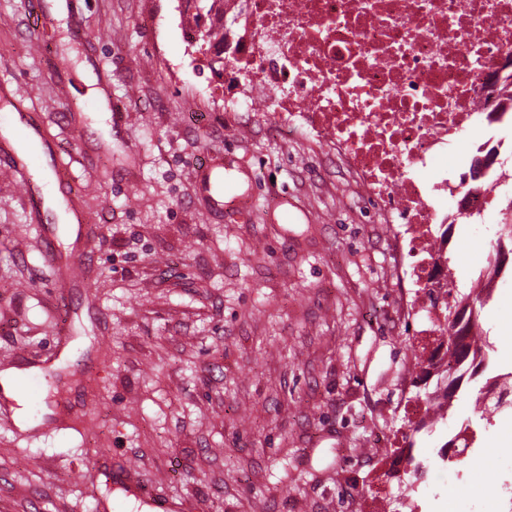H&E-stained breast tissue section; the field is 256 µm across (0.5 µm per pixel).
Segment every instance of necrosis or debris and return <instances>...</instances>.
Returning a JSON list of instances; mask_svg holds the SVG:
<instances>
[{"label":"necrosis or debris","instance_id":"necrosis-or-debris-1","mask_svg":"<svg viewBox=\"0 0 512 512\" xmlns=\"http://www.w3.org/2000/svg\"><path fill=\"white\" fill-rule=\"evenodd\" d=\"M241 106L321 143L407 225L421 287L447 288L444 215L487 208L502 173L460 190L439 166L512 60V0H217Z\"/></svg>","mask_w":512,"mask_h":512}]
</instances>
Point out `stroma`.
<instances>
[{
	"label": "stroma",
	"mask_w": 512,
	"mask_h": 512,
	"mask_svg": "<svg viewBox=\"0 0 512 512\" xmlns=\"http://www.w3.org/2000/svg\"><path fill=\"white\" fill-rule=\"evenodd\" d=\"M0 0V126L40 127L29 168L79 210L90 236L56 235L51 267L25 200L0 183V372L48 373L26 421L0 391V512H512L508 411L481 420L462 387L413 433L411 371L436 345L397 246L405 224L360 200L324 147L261 112L225 111L240 79L188 54L180 0ZM43 33L32 54L29 30ZM65 86L68 102L57 98ZM512 128L476 122L448 149L461 182L477 146ZM491 207L448 227L460 291L512 221V163ZM88 249L75 281L67 259ZM479 323L512 372V260ZM470 426L467 448L440 447ZM416 440L412 494L387 476ZM498 453L497 468L472 473Z\"/></svg>",
	"instance_id": "1"
}]
</instances>
